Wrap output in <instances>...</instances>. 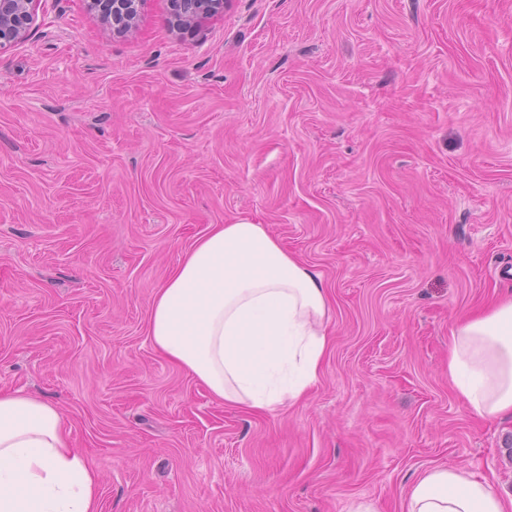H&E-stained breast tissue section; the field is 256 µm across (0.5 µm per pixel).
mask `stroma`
Segmentation results:
<instances>
[{
    "instance_id": "obj_1",
    "label": "stroma",
    "mask_w": 512,
    "mask_h": 512,
    "mask_svg": "<svg viewBox=\"0 0 512 512\" xmlns=\"http://www.w3.org/2000/svg\"><path fill=\"white\" fill-rule=\"evenodd\" d=\"M36 15L0 53V391L57 404L101 512H405L440 466L512 492V416L448 381L451 327L512 294V0ZM240 222L330 302L318 382L262 412L148 335L183 252ZM178 27L199 26L206 18L219 10L223 0H174L171 2Z\"/></svg>"
}]
</instances>
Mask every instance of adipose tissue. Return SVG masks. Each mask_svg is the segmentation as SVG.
Returning <instances> with one entry per match:
<instances>
[{
	"label": "adipose tissue",
	"mask_w": 512,
	"mask_h": 512,
	"mask_svg": "<svg viewBox=\"0 0 512 512\" xmlns=\"http://www.w3.org/2000/svg\"><path fill=\"white\" fill-rule=\"evenodd\" d=\"M328 305L320 275L264 225L214 224L155 295L149 336L216 400L267 411L316 384ZM448 378L476 415L512 414V297L456 325ZM0 512H100L98 473L70 447L59 408L22 392H0ZM407 512H512V495L435 467Z\"/></svg>",
	"instance_id": "obj_1"
}]
</instances>
